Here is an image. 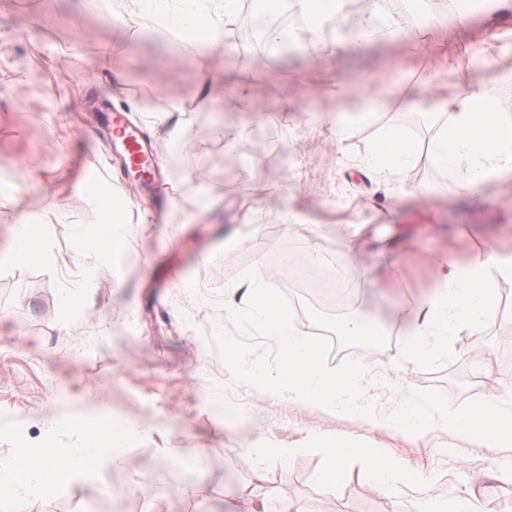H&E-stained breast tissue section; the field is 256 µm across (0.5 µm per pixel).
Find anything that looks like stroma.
I'll list each match as a JSON object with an SVG mask.
<instances>
[{
    "label": "stroma",
    "mask_w": 512,
    "mask_h": 512,
    "mask_svg": "<svg viewBox=\"0 0 512 512\" xmlns=\"http://www.w3.org/2000/svg\"><path fill=\"white\" fill-rule=\"evenodd\" d=\"M126 0H0V458L19 443L40 444L50 420L99 413L141 427L120 462H105L46 495L44 512H240L246 487L294 495L304 512H413L416 493L382 490L362 456L346 462L341 481H319L322 459L304 452L257 463L251 446L264 439L285 447L332 438L375 448L405 469L428 474L444 502L475 493L483 512H512V483L494 479L499 455L435 430L420 441L358 416L325 413L233 382L214 350L213 309L225 288L259 256L290 246L333 255L351 283L344 311L373 323L381 344L365 347V396L391 411L415 391L435 389L452 407L512 383V282H496L507 297L502 315L479 329L453 327L448 351L409 363L397 307L433 286L430 257L455 247L457 261L484 246L512 243V178L481 187L470 207L448 174L420 159L402 180L378 182L345 161L370 149L378 127L395 123L423 139L434 120L435 94L420 77L441 69V84L460 75L494 80L498 109L512 121V46L488 37L482 14L463 31L446 17L425 21L419 43H370L360 54H329L331 38L290 56L269 77L245 46L207 55L142 20L139 38L125 42ZM79 56L72 66L70 56ZM216 69L223 87L242 92L245 107L196 109L200 72ZM354 84L378 81L390 91L374 125L351 126L337 138L330 112L338 103L327 70ZM109 99L155 142L174 197H146L124 184L112 145L99 138L90 97ZM184 104L165 114L160 105ZM183 145L168 143L174 124ZM247 133L227 146L223 132ZM35 164L53 185L16 188L19 167ZM98 173L129 211L127 246L91 273L76 266L75 230L95 224L94 199L78 195L86 172ZM428 183L423 198H405L403 184ZM249 199L256 221L231 224L234 197ZM38 218L54 265L13 262L6 250L22 201ZM305 220L289 226V211ZM365 223L367 260L354 262L343 240ZM243 235L241 245L231 233ZM394 282L388 293L379 279ZM85 305L60 321L64 289ZM168 448L198 449L193 469L168 465ZM142 490H135V483Z\"/></svg>",
    "instance_id": "obj_1"
}]
</instances>
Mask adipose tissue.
<instances>
[{"label":"adipose tissue","instance_id":"ef3b65f1","mask_svg":"<svg viewBox=\"0 0 512 512\" xmlns=\"http://www.w3.org/2000/svg\"><path fill=\"white\" fill-rule=\"evenodd\" d=\"M301 3L307 13L309 38L320 36L324 20L342 21L348 32L341 46L353 53L366 45L372 33H383L387 42L394 44L405 40L418 24L414 17L399 21L388 16L385 0H367L364 10L355 16L347 12V0ZM129 7L162 28L178 31L211 54L225 48L239 18V0H129ZM437 101L438 121L426 142L389 125L380 129L369 153L351 166L386 182L401 176L425 154L448 172L460 193L479 203L477 186L512 175V122L498 112L496 86L487 79L460 80L453 92L438 96ZM78 191L94 197L100 211L98 223L79 226L76 233L80 264L88 270L125 250L129 217L102 185L83 182ZM23 220L22 237L11 240L12 260L52 262L42 227L32 212H25ZM430 263L434 275L431 295L400 310L407 357L417 364L446 352L442 338L450 325L477 327L496 313L493 285L512 280V247L477 249L461 269L445 255L431 258ZM55 429L73 436L72 447L62 448L51 441L35 447L19 445L7 461H0V501L21 499L27 512H43L47 493L71 484L77 474L95 471L104 459L118 458L124 442L139 431L138 426L114 421L108 414L60 421ZM363 456L380 487L393 491L398 484H413L418 491L417 512H440L427 478L403 471L397 461L372 449H364Z\"/></svg>","mask_w":512,"mask_h":512}]
</instances>
